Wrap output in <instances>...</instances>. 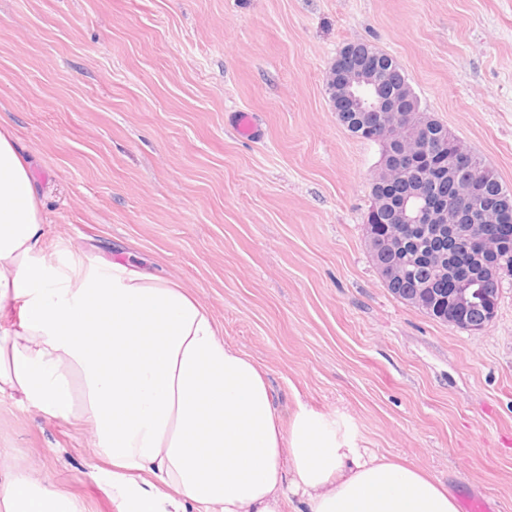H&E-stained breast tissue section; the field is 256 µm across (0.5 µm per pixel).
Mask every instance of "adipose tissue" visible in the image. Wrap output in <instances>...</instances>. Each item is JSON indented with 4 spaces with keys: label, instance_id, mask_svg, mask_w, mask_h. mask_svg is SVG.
<instances>
[{
    "label": "adipose tissue",
    "instance_id": "adipose-tissue-1",
    "mask_svg": "<svg viewBox=\"0 0 512 512\" xmlns=\"http://www.w3.org/2000/svg\"><path fill=\"white\" fill-rule=\"evenodd\" d=\"M43 219L0 123V396L87 429L120 512H457L348 417L284 415L265 373L180 284L36 257ZM0 512H84L0 450Z\"/></svg>",
    "mask_w": 512,
    "mask_h": 512
}]
</instances>
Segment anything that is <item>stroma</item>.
Listing matches in <instances>:
<instances>
[{
	"label": "stroma",
	"instance_id": "stroma-1",
	"mask_svg": "<svg viewBox=\"0 0 512 512\" xmlns=\"http://www.w3.org/2000/svg\"><path fill=\"white\" fill-rule=\"evenodd\" d=\"M355 42L512 190V0H0V120L29 162L40 253L179 282L278 406L343 412L362 446L512 512V273L480 331L387 290L363 232L381 147L325 92ZM88 444L0 397V448L118 512ZM371 45L366 43H354L349 44L342 48L337 55H343L346 58V62L350 66H354L357 64L364 63L367 58L374 54H382L384 56H388L387 54H383L374 48L370 47ZM336 55V56H337ZM389 57V73H388V81L392 84H398L400 82H404L410 88V84L408 79L402 70V68L398 65L393 58ZM411 89V88H410Z\"/></svg>",
	"mask_w": 512,
	"mask_h": 512
}]
</instances>
